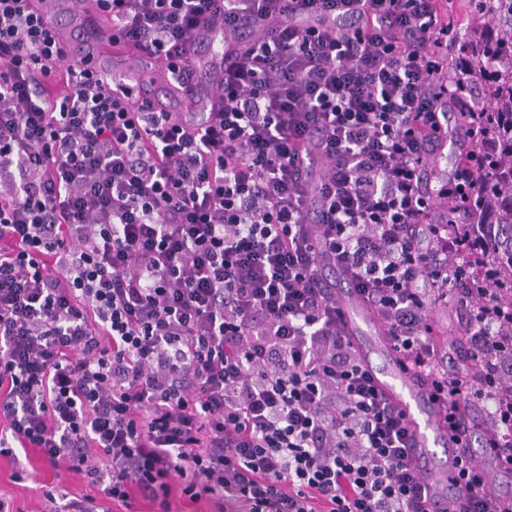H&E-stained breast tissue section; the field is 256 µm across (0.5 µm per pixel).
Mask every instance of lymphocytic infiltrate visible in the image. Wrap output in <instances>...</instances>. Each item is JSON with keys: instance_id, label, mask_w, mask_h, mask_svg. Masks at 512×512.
<instances>
[{"instance_id": "1", "label": "lymphocytic infiltrate", "mask_w": 512, "mask_h": 512, "mask_svg": "<svg viewBox=\"0 0 512 512\" xmlns=\"http://www.w3.org/2000/svg\"><path fill=\"white\" fill-rule=\"evenodd\" d=\"M54 2L0 0V458L81 477L53 512H427L351 288L458 442L457 512H512L474 453L512 475V0H95L173 79L220 48L207 117L115 95Z\"/></svg>"}]
</instances>
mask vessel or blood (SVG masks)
Returning a JSON list of instances; mask_svg holds the SVG:
<instances>
[{"mask_svg":"<svg viewBox=\"0 0 512 512\" xmlns=\"http://www.w3.org/2000/svg\"><path fill=\"white\" fill-rule=\"evenodd\" d=\"M54 32L67 55L82 59L85 66L104 82L125 92L131 99L151 98L159 112H219L224 108L219 85L222 67L196 71L191 81L172 80L167 69L154 57L112 41V27L97 13L70 10L58 15ZM343 311L345 333L354 343L364 366L370 367L379 389L404 414L414 435L412 455L421 466L428 495L452 501L458 495L451 479L455 474L457 441L440 425V409L401 364L384 326L367 310L362 297L349 289L336 293ZM385 356L384 368L372 365L375 352ZM444 462H437V454Z\"/></svg>","mask_w":512,"mask_h":512,"instance_id":"1","label":"vessel or blood"}]
</instances>
